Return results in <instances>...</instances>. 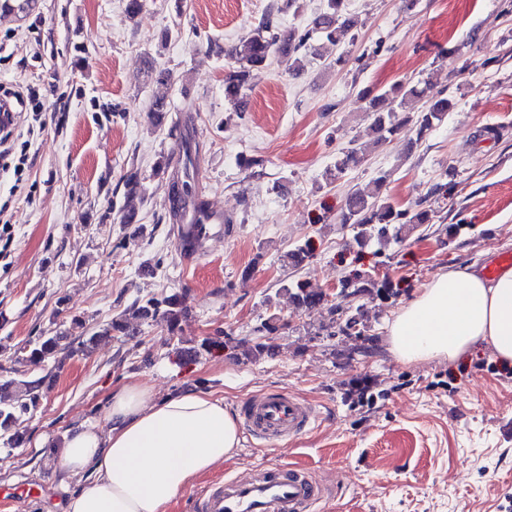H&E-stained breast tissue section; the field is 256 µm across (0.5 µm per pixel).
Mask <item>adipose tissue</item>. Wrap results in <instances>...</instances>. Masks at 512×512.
Here are the masks:
<instances>
[{"instance_id": "ef3b65f1", "label": "adipose tissue", "mask_w": 512, "mask_h": 512, "mask_svg": "<svg viewBox=\"0 0 512 512\" xmlns=\"http://www.w3.org/2000/svg\"><path fill=\"white\" fill-rule=\"evenodd\" d=\"M402 363L456 362L475 347L512 365V266L487 276L480 261L438 272L386 324ZM108 430L87 423L67 435L60 470L75 485L61 512H169L199 477L231 460L240 446L237 422L210 392L158 398L130 380L112 389Z\"/></svg>"}]
</instances>
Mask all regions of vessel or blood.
I'll return each mask as SVG.
<instances>
[{
    "mask_svg": "<svg viewBox=\"0 0 512 512\" xmlns=\"http://www.w3.org/2000/svg\"><path fill=\"white\" fill-rule=\"evenodd\" d=\"M36 9L34 0H0V22L21 23ZM248 437L262 445L294 438L320 420L314 404L285 391L255 395L241 406ZM325 494L321 484L295 467L278 464L243 478H229L195 498L197 512H316Z\"/></svg>",
    "mask_w": 512,
    "mask_h": 512,
    "instance_id": "1",
    "label": "vessel or blood"
}]
</instances>
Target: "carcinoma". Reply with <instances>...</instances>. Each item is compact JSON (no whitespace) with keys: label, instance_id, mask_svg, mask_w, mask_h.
Masks as SVG:
<instances>
[{"label":"carcinoma","instance_id":"obj_1","mask_svg":"<svg viewBox=\"0 0 512 512\" xmlns=\"http://www.w3.org/2000/svg\"><path fill=\"white\" fill-rule=\"evenodd\" d=\"M353 27L348 16L346 0H325L323 12L315 19L313 32L329 42H337ZM310 39L309 33L300 36L293 31L282 30L271 16L264 17L252 33L239 43L224 49V56L230 60V66L224 71V96L240 101L251 90L253 72L266 67L272 55L276 54L288 64V69H300V58L297 52ZM146 84L152 91V120L155 125H162L161 115L170 111L169 89L171 74L165 69L149 65ZM359 95L368 102L371 122L366 129L373 143L382 144L397 133L404 119L399 117L397 108L404 104L409 96H417L425 100V107L415 116L417 139H422L427 132L442 123L448 112L454 108V102L442 93H432L425 85L407 86L397 83L387 89L365 87ZM184 155L176 165L165 162L163 169L171 181V194L176 201L170 216L179 224L178 236L181 247L186 251H194L202 246L204 236L198 230L199 223L192 221L184 224L186 213L192 215L204 212L206 203L196 194L194 187L195 156L188 131L182 132ZM361 148L356 145L342 150L336 157L334 168L326 172V178L333 179L346 170L358 166L362 162ZM387 176L381 175L373 182V187L366 191L351 193L341 211V223L354 231V240L363 244L374 239L383 247L392 242L402 240L406 231L422 224L431 223L430 213L426 210L411 213L397 208L388 197L382 195L381 189ZM141 195V186L135 177L126 180L125 203L121 208L120 222L133 224L138 216V208L133 203L135 197ZM344 298H357L377 295L383 298L393 296L392 288L385 279L372 275L358 278L356 281L342 285ZM289 298L297 308L311 309L321 306L325 301V293L297 283L286 288ZM182 295L171 293L161 298L151 297L143 302L133 304L132 317L124 315L112 319L101 335H128L133 332L134 321L160 316L167 323L169 331L180 330L185 317ZM367 326L364 323L360 307H347L345 319L338 324V331L345 335L362 336ZM60 334L38 337L27 351L26 361L40 366L55 357L61 350ZM272 347L265 337H257V341L242 345L240 356L253 361L264 354L270 353ZM40 381L9 380L0 384V441L11 447H18L25 442L22 433L15 429L16 415L27 413L39 404Z\"/></svg>","mask_w":512,"mask_h":512}]
</instances>
